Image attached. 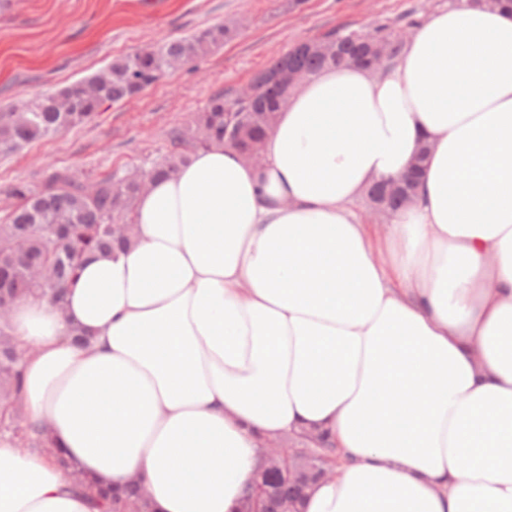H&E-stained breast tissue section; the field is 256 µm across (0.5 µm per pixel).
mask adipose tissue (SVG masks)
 I'll use <instances>...</instances> for the list:
<instances>
[{"label":"adipose tissue","instance_id":"adipose-tissue-1","mask_svg":"<svg viewBox=\"0 0 512 512\" xmlns=\"http://www.w3.org/2000/svg\"><path fill=\"white\" fill-rule=\"evenodd\" d=\"M431 156L382 231L353 204ZM63 308L12 307L23 402L0 512H235L264 443L336 448L304 512H512V9L434 13L394 65L300 83L263 161L193 152ZM387 260H380L378 245ZM4 417L8 418L13 423V428L11 429L12 433L5 429L4 420L2 423L0 422V434L1 437H5L7 435L12 436L16 438L22 445H31L32 447H45L46 443L41 440L40 438L37 439H31L28 436L29 428L27 425V418L24 408L18 407V408H10L9 410L4 411ZM97 508L101 512H143L146 505L140 498L139 489L131 486L128 490L127 499L121 500L110 497L107 492H102L98 500Z\"/></svg>","mask_w":512,"mask_h":512}]
</instances>
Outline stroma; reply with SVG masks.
I'll use <instances>...</instances> for the list:
<instances>
[{
    "label": "stroma",
    "instance_id": "35a3bbf8",
    "mask_svg": "<svg viewBox=\"0 0 512 512\" xmlns=\"http://www.w3.org/2000/svg\"><path fill=\"white\" fill-rule=\"evenodd\" d=\"M449 0H0V108L53 93L105 68L113 58L236 24L224 45L170 72L135 98L105 104L95 120L0 156L5 190L38 184L54 166L96 178L144 165L167 145L170 128L210 97L237 94L297 41L330 30H369L425 20Z\"/></svg>",
    "mask_w": 512,
    "mask_h": 512
}]
</instances>
